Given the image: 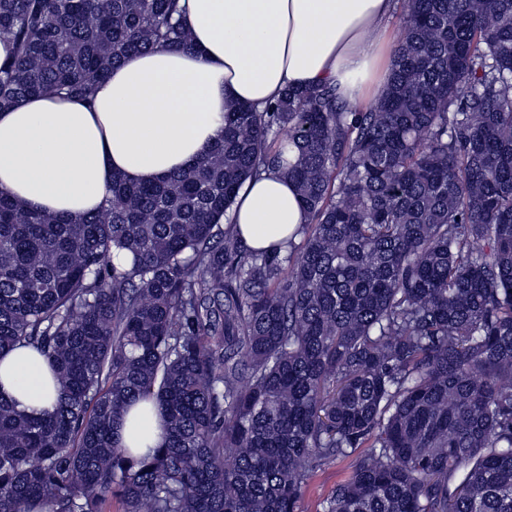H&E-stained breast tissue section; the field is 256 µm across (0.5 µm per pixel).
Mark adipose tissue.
Segmentation results:
<instances>
[{
    "label": "adipose tissue",
    "instance_id": "obj_1",
    "mask_svg": "<svg viewBox=\"0 0 512 512\" xmlns=\"http://www.w3.org/2000/svg\"><path fill=\"white\" fill-rule=\"evenodd\" d=\"M193 50L157 48L114 67L92 104L32 96L0 112V191L29 209L78 219L96 212L112 176L152 182L194 167L224 132L225 106L262 108L290 88L329 84L350 103L385 93L396 0H186ZM232 213L246 245L268 250L305 223L294 186L263 174ZM0 395L38 415L57 397L46 357H0ZM161 409L116 428L145 455L166 437Z\"/></svg>",
    "mask_w": 512,
    "mask_h": 512
}]
</instances>
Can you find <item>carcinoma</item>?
<instances>
[{
    "label": "carcinoma",
    "mask_w": 512,
    "mask_h": 512,
    "mask_svg": "<svg viewBox=\"0 0 512 512\" xmlns=\"http://www.w3.org/2000/svg\"><path fill=\"white\" fill-rule=\"evenodd\" d=\"M385 94L322 85L224 113L190 171L73 220L0 191V354L54 366L41 416L0 397V512H299L312 464L365 447L323 512H512V0H401ZM180 0H0V109L92 104L127 58L191 45ZM291 181L299 241L230 210ZM167 443L134 460L139 402ZM241 237L255 250H268L306 223L294 186L274 174L246 182L232 207ZM115 436L122 448H132L135 456H144L149 448H160L165 442L166 423L162 410L153 407L152 415L139 421L126 416L117 426Z\"/></svg>",
    "instance_id": "1"
}]
</instances>
